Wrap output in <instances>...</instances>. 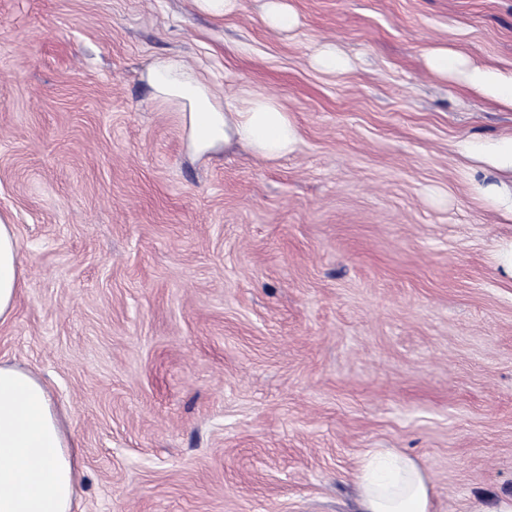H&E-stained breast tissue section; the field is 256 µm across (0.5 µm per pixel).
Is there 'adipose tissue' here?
<instances>
[{"label":"adipose tissue","instance_id":"1","mask_svg":"<svg viewBox=\"0 0 512 512\" xmlns=\"http://www.w3.org/2000/svg\"><path fill=\"white\" fill-rule=\"evenodd\" d=\"M425 60L433 74L460 77L471 91L512 110V71L467 63L445 47L428 51ZM143 79L159 102L179 113L195 156L236 145L276 159L299 144L296 124L274 95L253 94L241 106L220 104L196 70L177 57L155 59ZM458 150L498 173V182L481 192L512 217V134L486 143L465 139ZM23 284L18 239L0 215V323L14 314ZM81 476V450L46 385L33 372L0 360V512H74ZM355 477L358 512H432L431 476L408 455L368 449Z\"/></svg>","mask_w":512,"mask_h":512}]
</instances>
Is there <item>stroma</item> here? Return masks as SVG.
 <instances>
[{
  "instance_id": "1",
  "label": "stroma",
  "mask_w": 512,
  "mask_h": 512,
  "mask_svg": "<svg viewBox=\"0 0 512 512\" xmlns=\"http://www.w3.org/2000/svg\"><path fill=\"white\" fill-rule=\"evenodd\" d=\"M289 2L278 32L266 0H0V359L67 415L76 512H353L368 448L423 463L434 512L512 492V220L453 148L512 111L424 61L512 70V0ZM159 56L276 96L295 152L191 157ZM265 21L269 27L281 32H291L299 24L297 14L286 0H268ZM313 64L326 72L342 71L348 66L347 57L334 44L319 46L313 56ZM24 284L20 246L5 215H0V324L10 320Z\"/></svg>"
}]
</instances>
